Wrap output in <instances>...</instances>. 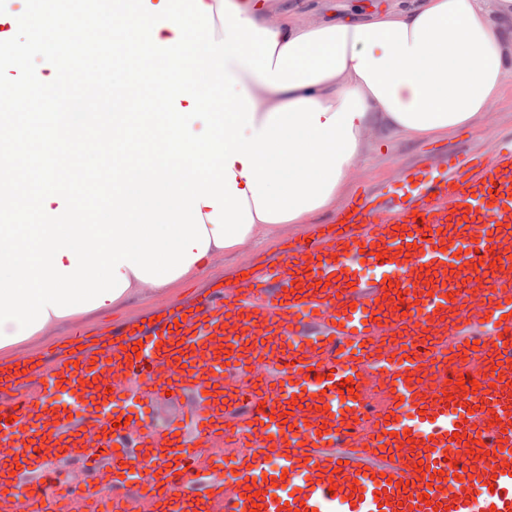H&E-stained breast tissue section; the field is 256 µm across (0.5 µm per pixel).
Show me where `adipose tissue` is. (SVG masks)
<instances>
[{"instance_id": "adipose-tissue-1", "label": "adipose tissue", "mask_w": 512, "mask_h": 512, "mask_svg": "<svg viewBox=\"0 0 512 512\" xmlns=\"http://www.w3.org/2000/svg\"><path fill=\"white\" fill-rule=\"evenodd\" d=\"M174 0L123 18L151 47L119 81L186 109L158 162L103 187L88 224L45 172L37 198L0 187V351L160 293L214 257L332 206L381 131L434 138L482 123L512 87V0H397L365 20L301 18L269 0ZM219 125L200 139L203 115Z\"/></svg>"}]
</instances>
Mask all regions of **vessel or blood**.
I'll list each match as a JSON object with an SVG mask.
<instances>
[{
    "label": "vessel or blood",
    "instance_id": "1",
    "mask_svg": "<svg viewBox=\"0 0 512 512\" xmlns=\"http://www.w3.org/2000/svg\"><path fill=\"white\" fill-rule=\"evenodd\" d=\"M495 153L363 190L160 319L20 353L0 512H512V148ZM169 393L188 416L160 429ZM57 457L87 471L64 499L42 482Z\"/></svg>",
    "mask_w": 512,
    "mask_h": 512
}]
</instances>
